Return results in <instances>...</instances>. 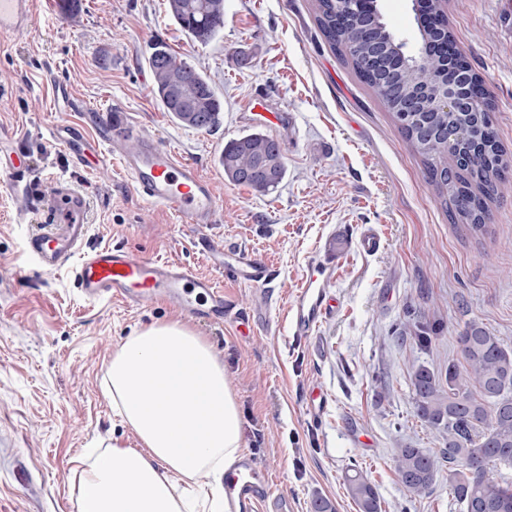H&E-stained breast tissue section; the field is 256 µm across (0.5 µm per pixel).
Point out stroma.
<instances>
[{"mask_svg":"<svg viewBox=\"0 0 512 512\" xmlns=\"http://www.w3.org/2000/svg\"><path fill=\"white\" fill-rule=\"evenodd\" d=\"M449 28L494 103L499 139L512 150V0H448ZM164 41L205 72L224 99L211 131L174 123L152 96L143 62ZM91 110L116 114L135 134L157 138L212 177L216 223L185 224L145 205L119 162L75 166L52 142L55 85ZM293 113L275 139L287 176L266 195L224 178V143L249 132L239 105L254 90ZM0 128L26 164L0 176V512H77L74 460L110 440L116 419L101 383L112 350L153 322L187 320L163 301L139 308L89 301L71 273L39 271L24 235L44 223L56 180L88 197L87 248L104 244L182 263L222 279L233 311L253 316L249 336L195 323L220 353L244 418L247 455L266 471L289 512H311L315 496L336 512H359L345 490L351 466L375 485L382 512H462L440 472L429 495L408 497L392 457L397 443L438 451V434L414 413L413 366L447 369L456 334L476 319L512 348V175L481 237L454 225L420 156L391 112L320 32L315 0H224L217 40L200 43L170 17L166 0H34L30 27L0 42ZM379 239L366 252V232ZM241 248L265 261L272 281L223 280L198 242ZM331 262L332 306L306 336L289 308L307 264ZM439 329L427 349L394 333L407 310ZM384 377L386 393L373 376Z\"/></svg>","mask_w":512,"mask_h":512,"instance_id":"stroma-1","label":"stroma"}]
</instances>
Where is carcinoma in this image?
Masks as SVG:
<instances>
[{"label": "carcinoma", "mask_w": 512, "mask_h": 512, "mask_svg": "<svg viewBox=\"0 0 512 512\" xmlns=\"http://www.w3.org/2000/svg\"><path fill=\"white\" fill-rule=\"evenodd\" d=\"M168 6L175 22L201 43L224 28V0H168ZM316 20L331 47L385 104L422 157L448 216L462 221L470 233L484 234L507 169V151L486 113L467 116L470 141L480 149L465 169L453 170L452 154L438 141L421 136L414 119L399 111L394 96L397 89L434 82L432 62L414 61L411 51L399 54L405 43L387 26L367 27L363 15L338 12L336 0H316ZM376 35L396 47L384 79L364 65L362 48ZM148 65L154 75L152 92L171 118L197 130L220 125L224 100L206 75L162 43L152 47ZM218 164L229 182L263 195L275 190L287 171L279 143L260 130L224 143ZM457 344L461 361L448 364L443 373L419 367L411 379L416 416L442 435L441 456L400 446L393 457L394 471L408 493L420 497L430 491L442 460L448 464L449 493L464 512H512V482L491 474L502 454L512 451V351L476 319L459 330ZM346 492L360 512H381L378 492L361 472L346 477Z\"/></svg>", "instance_id": "obj_1"}]
</instances>
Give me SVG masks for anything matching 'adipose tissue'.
I'll return each instance as SVG.
<instances>
[{"instance_id": "obj_1", "label": "adipose tissue", "mask_w": 512, "mask_h": 512, "mask_svg": "<svg viewBox=\"0 0 512 512\" xmlns=\"http://www.w3.org/2000/svg\"><path fill=\"white\" fill-rule=\"evenodd\" d=\"M103 392L121 429L82 450L78 512H227L243 416L206 337L178 320L132 333L112 351Z\"/></svg>"}]
</instances>
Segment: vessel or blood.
Here are the masks:
<instances>
[{"instance_id":"1","label":"vessel or blood","mask_w":512,"mask_h":512,"mask_svg":"<svg viewBox=\"0 0 512 512\" xmlns=\"http://www.w3.org/2000/svg\"><path fill=\"white\" fill-rule=\"evenodd\" d=\"M32 9L33 0H0V38L27 30ZM58 94L68 111L77 113L78 121L56 129L53 138L69 150L76 165L93 161L104 166L119 159L146 205L170 210L186 224L214 223L219 208L216 186L194 162L154 140L141 141L135 150H128L117 124L83 107L68 88H60ZM240 109L249 123L264 128L276 130L292 122L291 113L274 107L260 90L244 100ZM87 211L86 194L67 181H57L46 203L45 224L24 239L25 251L38 270L54 272L71 266L77 288L90 301L116 299L139 307L164 300L198 320L223 323L228 304L223 286L212 277L119 246L86 249ZM201 246L216 268L226 270L236 282L259 287L270 276L268 265L249 252H229L206 238ZM334 273V266L324 262L308 266L291 308L297 333L311 332L327 314L326 287ZM226 487L228 501L238 512H286L288 507L287 499L272 491L268 478L250 468L229 478Z\"/></svg>"}]
</instances>
